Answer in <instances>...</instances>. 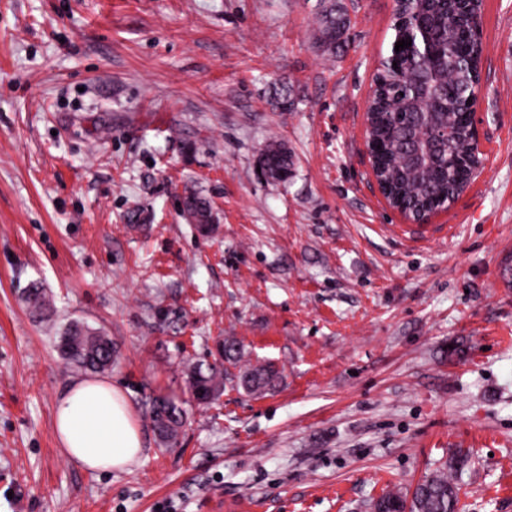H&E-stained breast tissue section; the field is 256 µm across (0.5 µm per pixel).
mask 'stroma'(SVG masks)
Instances as JSON below:
<instances>
[{
  "mask_svg": "<svg viewBox=\"0 0 512 512\" xmlns=\"http://www.w3.org/2000/svg\"><path fill=\"white\" fill-rule=\"evenodd\" d=\"M0 0V512H371L456 457L457 512H512V0H484V168L417 224L371 176L365 110L394 0ZM292 154L287 183L260 155ZM206 196L200 234L182 198ZM103 328L144 453L85 470L78 379L33 319ZM236 337L282 379L200 403L185 370ZM170 395L174 443L149 416ZM316 18L318 21V40L328 50L336 49L347 26L349 18L343 7L336 5L335 0H318ZM23 296L31 304L32 313L41 321H51L55 316L52 303L45 297L38 283L32 282L24 288Z\"/></svg>",
  "mask_w": 512,
  "mask_h": 512,
  "instance_id": "1",
  "label": "stroma"
}]
</instances>
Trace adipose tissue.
<instances>
[{
  "mask_svg": "<svg viewBox=\"0 0 512 512\" xmlns=\"http://www.w3.org/2000/svg\"><path fill=\"white\" fill-rule=\"evenodd\" d=\"M54 432L62 453L93 472L127 470L143 453L127 395L106 379L69 385L55 408Z\"/></svg>",
  "mask_w": 512,
  "mask_h": 512,
  "instance_id": "obj_1",
  "label": "adipose tissue"
}]
</instances>
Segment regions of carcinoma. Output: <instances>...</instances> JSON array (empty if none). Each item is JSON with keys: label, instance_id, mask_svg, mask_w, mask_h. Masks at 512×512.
<instances>
[{"label": "carcinoma", "instance_id": "obj_1", "mask_svg": "<svg viewBox=\"0 0 512 512\" xmlns=\"http://www.w3.org/2000/svg\"><path fill=\"white\" fill-rule=\"evenodd\" d=\"M473 6L468 0H407L402 11L410 19L426 15L432 40L439 50V64L429 66L422 43L400 60L397 67L381 62L375 75L376 89L368 111L375 113L369 130L375 145L377 170L392 207L418 216L426 210L445 209L466 183L459 164L472 159L470 124L463 116L468 99L478 91V65L483 46L469 36ZM318 40L336 49L349 18L336 0H318ZM267 180H288L289 154L281 144L272 143L263 152ZM184 213L202 232L210 230L214 215L210 202L197 193L183 200ZM23 296L32 313L42 321L55 316L52 303L35 282L24 288ZM57 351L67 364L79 371L103 373L112 370L119 352L101 329L80 320L67 322L59 332ZM242 347L233 336L224 337L219 359L198 364L186 373L196 399L208 403L224 390V364L237 368L233 381L248 395L273 389L280 379L271 363L241 364ZM151 418L166 442L175 438L186 420L185 412L169 398L156 400ZM458 487L452 471L442 468L426 477L407 496L389 492L373 504V512H456Z\"/></svg>", "mask_w": 512, "mask_h": 512}]
</instances>
